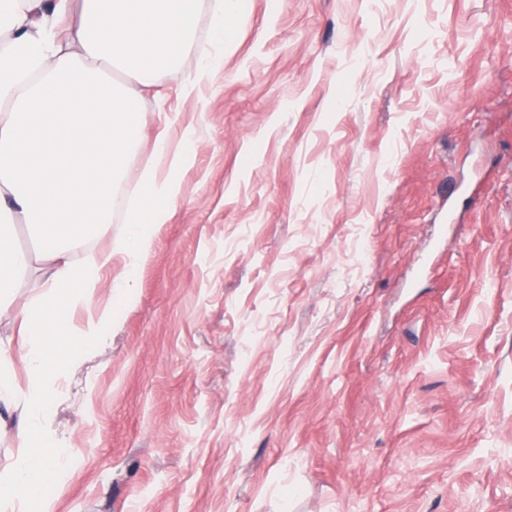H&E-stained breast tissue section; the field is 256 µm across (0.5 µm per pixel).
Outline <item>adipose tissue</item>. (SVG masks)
<instances>
[{"instance_id":"obj_1","label":"adipose tissue","mask_w":512,"mask_h":512,"mask_svg":"<svg viewBox=\"0 0 512 512\" xmlns=\"http://www.w3.org/2000/svg\"><path fill=\"white\" fill-rule=\"evenodd\" d=\"M201 0H0V318L11 314L31 259L16 251L18 223L30 226L45 263L40 292L21 317V350L29 384L19 389L0 363V405L17 413L24 448L0 476V512H21L36 486L67 468L50 430L44 377L91 345H105L102 308L80 330L69 309L94 295L102 271L125 261L113 298L128 302L138 256L168 223L180 197L178 174L194 152L197 132L183 130L171 146L167 118L139 190L140 208L112 235L115 191L144 120L139 88L174 67L195 42ZM126 83L113 80V73ZM138 90H131V83ZM110 236L100 249L94 239ZM85 244L82 260L72 249Z\"/></svg>"}]
</instances>
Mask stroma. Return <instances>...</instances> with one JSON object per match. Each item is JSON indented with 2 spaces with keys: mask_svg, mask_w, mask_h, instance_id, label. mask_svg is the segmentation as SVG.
I'll return each mask as SVG.
<instances>
[{
  "mask_svg": "<svg viewBox=\"0 0 512 512\" xmlns=\"http://www.w3.org/2000/svg\"><path fill=\"white\" fill-rule=\"evenodd\" d=\"M31 512H512V0H243Z\"/></svg>",
  "mask_w": 512,
  "mask_h": 512,
  "instance_id": "1",
  "label": "stroma"
}]
</instances>
